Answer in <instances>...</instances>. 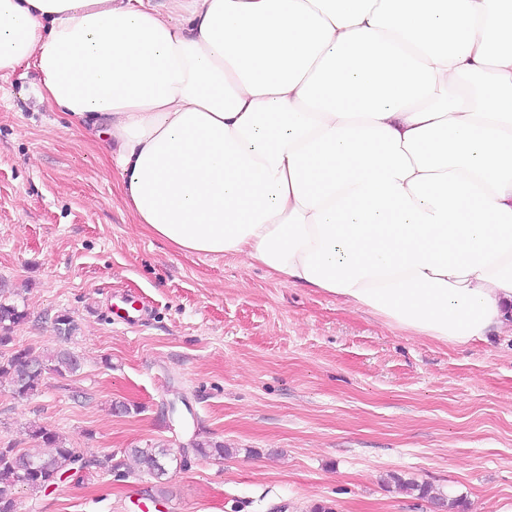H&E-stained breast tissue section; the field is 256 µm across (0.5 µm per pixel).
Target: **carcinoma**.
Listing matches in <instances>:
<instances>
[{
	"label": "carcinoma",
	"mask_w": 512,
	"mask_h": 512,
	"mask_svg": "<svg viewBox=\"0 0 512 512\" xmlns=\"http://www.w3.org/2000/svg\"><path fill=\"white\" fill-rule=\"evenodd\" d=\"M27 321V314L6 300H0V347L8 346L14 329ZM56 344L50 349L26 347L9 356L0 355V377L10 380L13 394L25 399L39 391L45 375L74 373L80 369L79 355L73 350L78 324L73 316L61 313L54 318ZM26 435L34 447L24 451L13 445L0 447V512H18L16 492L26 487L32 492H44L58 476L75 469L87 468L108 475L124 477V462L114 460L111 454H85L63 445L56 432L41 425L28 427ZM195 454L222 457L228 449L221 442H191V449L175 453L166 447L130 448L126 456L132 458L138 469L156 479L155 488L164 493V478L171 467L188 466V451Z\"/></svg>",
	"instance_id": "cac0c4a2"
}]
</instances>
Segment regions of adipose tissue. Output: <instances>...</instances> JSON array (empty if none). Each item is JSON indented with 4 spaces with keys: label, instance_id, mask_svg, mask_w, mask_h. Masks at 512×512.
<instances>
[{
    "label": "adipose tissue",
    "instance_id": "adipose-tissue-1",
    "mask_svg": "<svg viewBox=\"0 0 512 512\" xmlns=\"http://www.w3.org/2000/svg\"><path fill=\"white\" fill-rule=\"evenodd\" d=\"M22 67L177 250L512 336V0H0Z\"/></svg>",
    "mask_w": 512,
    "mask_h": 512
}]
</instances>
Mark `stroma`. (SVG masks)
<instances>
[{"mask_svg":"<svg viewBox=\"0 0 512 512\" xmlns=\"http://www.w3.org/2000/svg\"><path fill=\"white\" fill-rule=\"evenodd\" d=\"M0 296L27 313L12 349L79 324L73 374L30 398L0 379V446L31 424L66 446L224 443L153 478L76 473L18 512H512V339L445 346L264 267L187 254L135 224L99 143L67 127L34 70L0 78ZM131 299L148 321L110 319ZM432 493L421 496L420 486Z\"/></svg>","mask_w":512,"mask_h":512,"instance_id":"stroma-1","label":"stroma"}]
</instances>
